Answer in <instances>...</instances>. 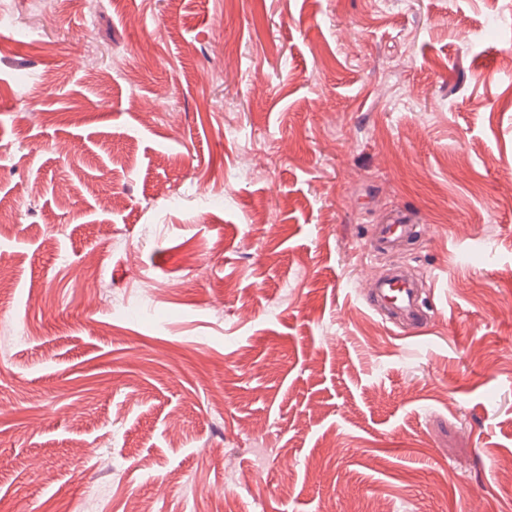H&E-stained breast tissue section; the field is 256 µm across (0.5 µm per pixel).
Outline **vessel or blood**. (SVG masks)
Wrapping results in <instances>:
<instances>
[{"mask_svg":"<svg viewBox=\"0 0 512 512\" xmlns=\"http://www.w3.org/2000/svg\"><path fill=\"white\" fill-rule=\"evenodd\" d=\"M421 232V225L415 224L407 213L396 211L387 223L370 226L368 240L376 253L390 254ZM423 294L422 283L402 267L394 266L370 280L365 298L369 309L383 320L416 330L429 320Z\"/></svg>","mask_w":512,"mask_h":512,"instance_id":"vessel-or-blood-1","label":"vessel or blood"}]
</instances>
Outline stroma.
Instances as JSON below:
<instances>
[{
  "label": "stroma",
  "mask_w": 512,
  "mask_h": 512,
  "mask_svg": "<svg viewBox=\"0 0 512 512\" xmlns=\"http://www.w3.org/2000/svg\"><path fill=\"white\" fill-rule=\"evenodd\" d=\"M510 56L512 0H0V512H512ZM416 222L403 211H394L388 224H373L369 228L370 247L379 254H391L406 241L421 234L423 225ZM424 286L394 266L372 278L365 298L371 311L394 324L417 330L430 318L423 298Z\"/></svg>",
  "instance_id": "obj_1"
}]
</instances>
